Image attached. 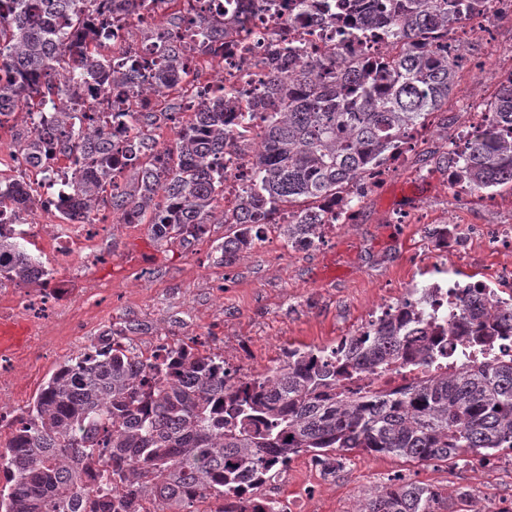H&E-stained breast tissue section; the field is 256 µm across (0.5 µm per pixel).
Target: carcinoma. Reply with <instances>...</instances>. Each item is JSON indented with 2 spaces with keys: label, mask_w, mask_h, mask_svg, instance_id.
<instances>
[{
  "label": "carcinoma",
  "mask_w": 512,
  "mask_h": 512,
  "mask_svg": "<svg viewBox=\"0 0 512 512\" xmlns=\"http://www.w3.org/2000/svg\"><path fill=\"white\" fill-rule=\"evenodd\" d=\"M97 0H0V128L22 107L54 127L18 140L26 150L85 164L73 169L63 217L109 203L112 212L151 224L155 240L190 245L209 224L228 225L217 261L232 265L276 224L288 245L320 242L318 203L338 194L352 207L361 175L384 165L409 132L448 106L461 67L445 56H404L375 69L338 57L331 68L302 59L277 73L255 101L265 113L254 181L223 209L224 149L233 139L237 99L203 100L174 145L160 152L140 134L121 145L125 172L113 170L114 144L83 88L163 95L186 75L187 46L159 28L163 64L144 83L112 69L90 25ZM156 0H110L112 19ZM483 0H324L321 15L361 14L366 31L400 38L448 36ZM204 42L224 30L201 15ZM493 119L460 152L459 179L479 192L512 187V85L499 88ZM31 209L21 180H0V286L36 284L47 271L21 243ZM290 220L278 223L282 211ZM128 325L110 329L93 352L64 361L0 445V512H284L245 489L263 485L301 453L395 456L456 465L473 455L512 453V295L487 296L470 282L451 294L414 288L336 346L290 347L275 367L238 378L220 354L162 346L143 358ZM420 370L397 388L382 377ZM470 497H443L434 485L401 478L371 495L359 512H448Z\"/></svg>",
  "instance_id": "cac0c4a2"
}]
</instances>
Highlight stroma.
Wrapping results in <instances>:
<instances>
[{"mask_svg":"<svg viewBox=\"0 0 512 512\" xmlns=\"http://www.w3.org/2000/svg\"><path fill=\"white\" fill-rule=\"evenodd\" d=\"M464 48L469 61L458 74L453 105L382 184L366 191L355 222L336 225L314 248L291 249L271 226L263 242L225 267L215 260L224 225H210L185 248L155 241L149 225L110 223L92 255L66 259L38 232L29 233L58 291L42 314L19 307L25 287L0 291V303L33 325L18 357L21 377L9 385L11 408L32 404L59 364L97 345L110 327L130 321L141 326L129 341L143 357L163 345L186 344L222 354L245 377L274 367L288 346L336 345L409 289L448 279L512 287V254L490 238L495 226L512 225V189L463 199L452 193L447 170L436 164L451 148L449 134L493 101L495 73L512 63V16L498 20L492 40L477 32ZM446 224L463 243L442 275L434 270L435 232ZM397 477L445 493L468 488V512H512V457L503 454L471 456L451 467L440 460L422 464L342 452L318 463L303 453L271 484L287 507L358 512Z\"/></svg>","mask_w":512,"mask_h":512,"instance_id":"1","label":"stroma"}]
</instances>
